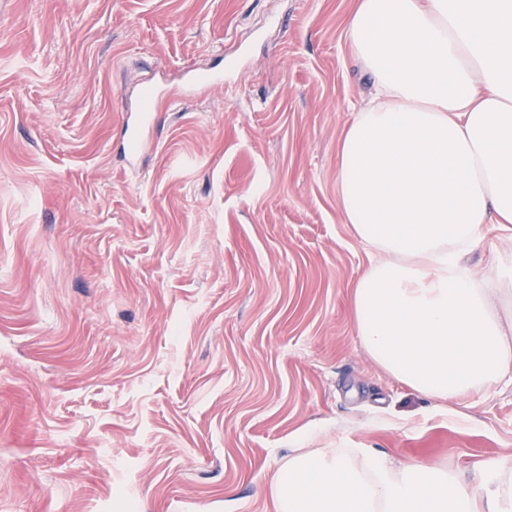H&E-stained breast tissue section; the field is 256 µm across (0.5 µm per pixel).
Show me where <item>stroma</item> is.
Listing matches in <instances>:
<instances>
[{
	"label": "stroma",
	"instance_id": "obj_1",
	"mask_svg": "<svg viewBox=\"0 0 512 512\" xmlns=\"http://www.w3.org/2000/svg\"><path fill=\"white\" fill-rule=\"evenodd\" d=\"M350 6L0 0V512H271L301 448L512 468L511 385L435 408L352 322ZM135 112L136 117L131 121V112H126L123 118L124 133L127 135L129 143V155L132 161H135L139 154V149L143 144L142 132L148 130L154 124V115L141 104Z\"/></svg>",
	"mask_w": 512,
	"mask_h": 512
}]
</instances>
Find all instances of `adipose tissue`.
Returning a JSON list of instances; mask_svg holds the SVG:
<instances>
[{
  "label": "adipose tissue",
  "mask_w": 512,
  "mask_h": 512,
  "mask_svg": "<svg viewBox=\"0 0 512 512\" xmlns=\"http://www.w3.org/2000/svg\"><path fill=\"white\" fill-rule=\"evenodd\" d=\"M346 32L373 78L339 143L338 193L375 253L351 297L364 350L437 403L512 384V269L465 262L512 238V0H353ZM273 512H512V469L463 481L372 448L298 452Z\"/></svg>",
  "instance_id": "1"
}]
</instances>
